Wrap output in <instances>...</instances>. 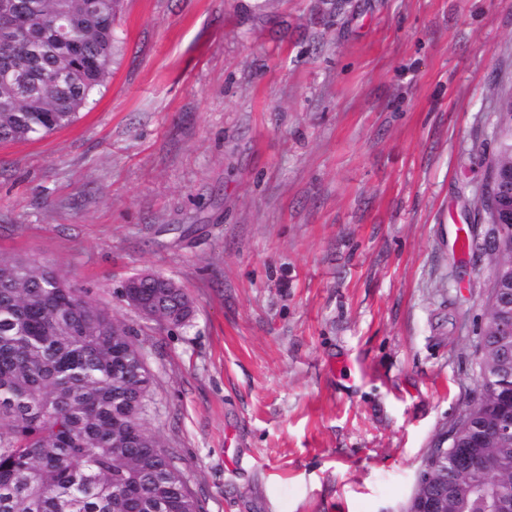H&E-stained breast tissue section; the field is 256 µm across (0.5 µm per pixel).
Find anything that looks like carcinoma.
<instances>
[{"label": "carcinoma", "mask_w": 512, "mask_h": 512, "mask_svg": "<svg viewBox=\"0 0 512 512\" xmlns=\"http://www.w3.org/2000/svg\"><path fill=\"white\" fill-rule=\"evenodd\" d=\"M17 16L38 7L33 39L11 48L29 72L27 94L0 84L14 111L0 112V143L24 142L72 125L109 79L121 54L114 24L123 0H16ZM67 26L72 39L52 27ZM68 77L51 82L54 68ZM491 162L512 165V102L498 119ZM128 291L153 303L162 319L179 326L191 307L180 286L141 276ZM489 299L481 361L502 349L491 323ZM512 375V361L485 374L476 403L453 430L448 461L435 472L448 479V512H495L512 497V440H482L506 415L494 386ZM152 376L132 333L112 310L88 298L59 269L36 260L0 256V512H203L174 457L143 424ZM492 456L490 470L458 474L454 449Z\"/></svg>", "instance_id": "cac0c4a2"}]
</instances>
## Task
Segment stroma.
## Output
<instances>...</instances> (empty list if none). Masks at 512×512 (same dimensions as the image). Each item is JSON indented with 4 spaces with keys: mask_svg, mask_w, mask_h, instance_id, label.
<instances>
[{
    "mask_svg": "<svg viewBox=\"0 0 512 512\" xmlns=\"http://www.w3.org/2000/svg\"><path fill=\"white\" fill-rule=\"evenodd\" d=\"M71 126L0 144V255L107 304L204 512H404L480 394L512 0H126ZM155 273L188 326L118 290Z\"/></svg>",
    "mask_w": 512,
    "mask_h": 512,
    "instance_id": "stroma-1",
    "label": "stroma"
}]
</instances>
